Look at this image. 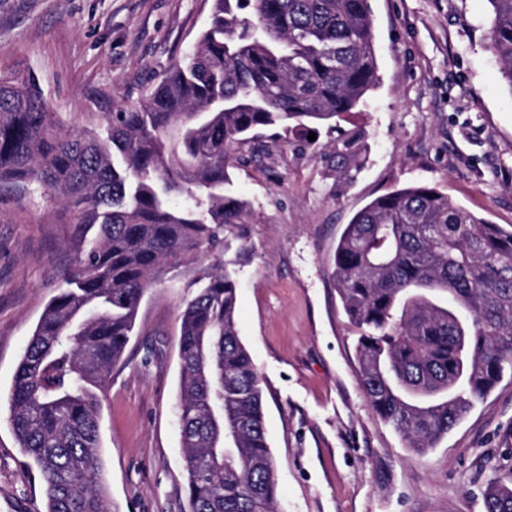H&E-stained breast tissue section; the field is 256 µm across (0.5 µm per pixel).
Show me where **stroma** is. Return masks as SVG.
Returning <instances> with one entry per match:
<instances>
[{
	"mask_svg": "<svg viewBox=\"0 0 512 512\" xmlns=\"http://www.w3.org/2000/svg\"><path fill=\"white\" fill-rule=\"evenodd\" d=\"M379 83L320 126L315 143L264 130L268 154L230 171L251 223L222 260L238 328L263 379L279 512H485L512 487V370L437 445L417 452L368 404L358 330L331 273L339 236L367 202L427 185L491 224L512 225V87L490 48L488 0H369ZM212 0H0V67L33 75L67 127L101 129L143 98L206 27ZM353 142L356 165L336 166ZM72 216L53 196L0 193V512H45L35 465L6 422L16 368ZM214 259L196 255L148 290L124 366L100 396V455L114 512H185L177 414L179 309ZM484 506L485 512H512V487L490 483L484 493Z\"/></svg>",
	"mask_w": 512,
	"mask_h": 512,
	"instance_id": "stroma-1",
	"label": "stroma"
}]
</instances>
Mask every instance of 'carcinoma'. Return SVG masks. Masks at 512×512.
<instances>
[{"label":"carcinoma","mask_w":512,"mask_h":512,"mask_svg":"<svg viewBox=\"0 0 512 512\" xmlns=\"http://www.w3.org/2000/svg\"><path fill=\"white\" fill-rule=\"evenodd\" d=\"M512 87V0H488ZM368 0H213L206 28L145 99L102 132L65 128L34 77L0 70V187L59 198L79 229L73 268L14 377L8 424L37 467L45 512H110L98 392L134 336L140 303L182 258L249 223L231 189L261 130L306 135L378 83ZM342 307L361 330L366 399L408 446H436L512 368V228L433 187L380 195L336 246ZM179 314L178 421L189 512H277L262 379L238 327V283L217 260ZM512 512V487L484 493Z\"/></svg>","instance_id":"1"}]
</instances>
